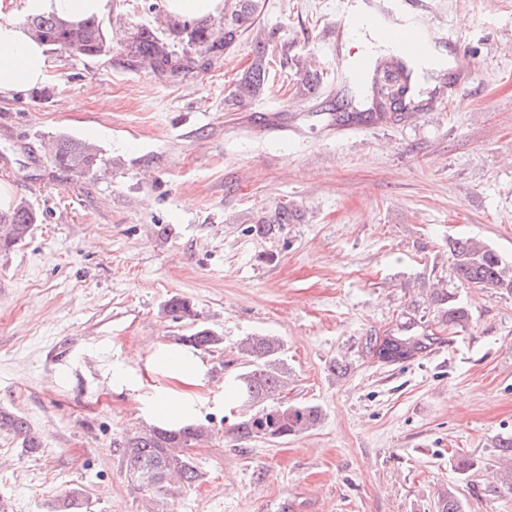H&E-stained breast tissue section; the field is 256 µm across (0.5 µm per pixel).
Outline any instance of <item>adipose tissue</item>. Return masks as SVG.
<instances>
[{
  "label": "adipose tissue",
  "mask_w": 512,
  "mask_h": 512,
  "mask_svg": "<svg viewBox=\"0 0 512 512\" xmlns=\"http://www.w3.org/2000/svg\"><path fill=\"white\" fill-rule=\"evenodd\" d=\"M106 0H26L33 14H55L71 21L101 15ZM43 46L31 39L16 23L0 24V94L18 85H35L47 75ZM145 363L151 371L167 378V385L152 386L141 402L144 415L170 427L196 420L202 402L195 393L201 385L205 365L199 353L180 346L153 345L147 348Z\"/></svg>",
  "instance_id": "obj_1"
}]
</instances>
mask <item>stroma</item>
I'll return each mask as SVG.
<instances>
[{"instance_id": "1", "label": "stroma", "mask_w": 512, "mask_h": 512, "mask_svg": "<svg viewBox=\"0 0 512 512\" xmlns=\"http://www.w3.org/2000/svg\"><path fill=\"white\" fill-rule=\"evenodd\" d=\"M420 2L467 46L469 74L432 73L379 118L323 42L333 0H264L232 53L183 73L56 51L42 83L0 94V181L41 216L0 250V409L43 434L34 453L0 434L9 512H55L74 490L82 512H436L470 484L468 512H512V493L486 490L512 434V295L459 287L448 261L449 239L475 237L512 262V0ZM259 39L267 89L225 108ZM61 132L94 142L101 166L55 167ZM280 202L301 217L252 231ZM436 282L457 289L468 327L437 332ZM174 296L224 336L197 389L219 434L193 448V486L150 495L114 448L145 418L112 375L161 384L141 357L187 334L162 311ZM406 329L438 339L401 364L367 353V337ZM252 335L283 342L287 398L323 411L313 430L229 435L224 380Z\"/></svg>"}]
</instances>
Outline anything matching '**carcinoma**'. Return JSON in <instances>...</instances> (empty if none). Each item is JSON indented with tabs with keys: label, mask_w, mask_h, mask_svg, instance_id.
<instances>
[{
	"label": "carcinoma",
	"mask_w": 512,
	"mask_h": 512,
	"mask_svg": "<svg viewBox=\"0 0 512 512\" xmlns=\"http://www.w3.org/2000/svg\"><path fill=\"white\" fill-rule=\"evenodd\" d=\"M263 8L262 0H225L224 19L192 22H173L164 28L148 22L127 25L123 15L112 16L105 23L96 17L68 21L55 15H30L26 25L30 35L48 49L62 50L71 56L104 59L119 48L123 60L131 65L148 68L159 74L175 73L194 67L196 56L204 55L218 60L234 50L240 38L256 23ZM268 81L266 45L256 43L255 56L241 74L234 89L224 98L230 105H240L263 94ZM51 161L60 169L79 175L90 173L98 162V150L91 144L60 134L54 137ZM296 211L279 204L263 212L255 222L254 231L267 234L275 225L288 224ZM39 215L21 202L0 210V249H10L26 241L38 223ZM449 258L460 285L467 288H496L512 293V264L496 250L476 238H455L448 242ZM441 321L448 329L468 325L470 315L456 293L446 288H435L430 294ZM163 312L174 319L196 316L186 298L169 299ZM180 341L201 351H214L224 344V337L205 325H196ZM436 341L434 336L388 335L375 342H367L368 349L378 361L399 364L413 359ZM283 344L275 336H250L239 344L242 370L224 387L231 389L235 400L246 407L230 429L238 441L252 439L284 440L316 427L322 419V410L310 402H288L281 394L288 386L279 370ZM0 432H7L21 440L22 447L36 451L42 447L40 433L21 415L0 410ZM213 430L203 424L190 423L170 429L150 425L125 437L117 448L121 451L129 475H137L138 489L148 493L165 494L172 481L193 485L198 478L193 457L188 449L212 438ZM495 447L505 463L499 467L500 486L512 490V436H501ZM467 499L454 486L442 494L437 512H466ZM83 503L78 492L62 498L57 512H80Z\"/></svg>",
	"instance_id": "obj_1"
}]
</instances>
